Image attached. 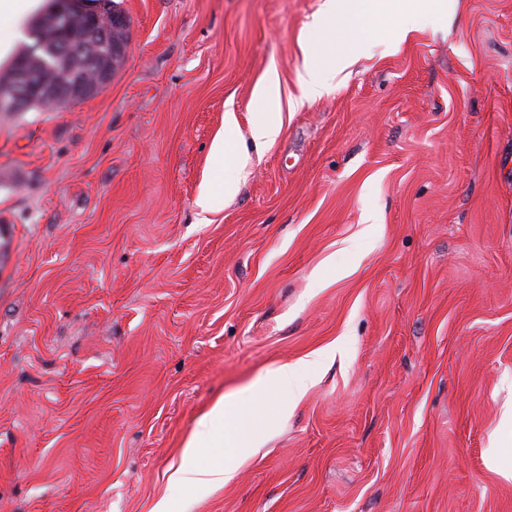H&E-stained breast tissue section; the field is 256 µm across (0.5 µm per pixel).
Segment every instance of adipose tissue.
<instances>
[{
  "mask_svg": "<svg viewBox=\"0 0 512 512\" xmlns=\"http://www.w3.org/2000/svg\"><path fill=\"white\" fill-rule=\"evenodd\" d=\"M367 0H328L329 17L338 21L328 28L316 22V29H328L330 39L325 48H313L308 52L299 75V90L302 98L318 96L327 91L336 76L348 69L363 49L367 36L361 23V9ZM277 81L276 73H269L266 82L255 91L251 101L254 115L252 139L257 148L271 146L282 127V112L279 99L270 91ZM237 125L234 113L224 115V134L215 140L212 155L218 163L211 180L199 195L197 204L201 211L217 208L222 199L231 196L237 189L234 177L226 174L221 165L238 152L233 138ZM316 359L305 358L292 364H282L258 379L257 388L269 392L279 400L280 414H287L292 400L300 398L312 382ZM246 410L236 401L218 398L209 411L197 423V429L186 440L184 457H194L215 448L248 447L257 440L255 430L244 428ZM235 469L223 462H215L196 468H177L170 476L176 486H191L201 490H214L232 481Z\"/></svg>",
  "mask_w": 512,
  "mask_h": 512,
  "instance_id": "adipose-tissue-1",
  "label": "adipose tissue"
}]
</instances>
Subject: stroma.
Masks as SVG:
<instances>
[{
	"label": "stroma",
	"instance_id": "obj_1",
	"mask_svg": "<svg viewBox=\"0 0 512 512\" xmlns=\"http://www.w3.org/2000/svg\"><path fill=\"white\" fill-rule=\"evenodd\" d=\"M120 7L104 90L0 112V512H512V0L403 39L365 13L362 54L303 101L326 0ZM228 111L238 190L204 213ZM314 354L278 417L253 382ZM222 395L260 447L223 488L170 487ZM276 81V73L270 72L266 77L265 84L257 88L251 101V113L254 115L252 139L258 149L271 146L282 127L280 101L269 90V87Z\"/></svg>",
	"mask_w": 512,
	"mask_h": 512
}]
</instances>
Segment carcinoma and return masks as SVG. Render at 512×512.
<instances>
[{"instance_id":"obj_1","label":"carcinoma","mask_w":512,"mask_h":512,"mask_svg":"<svg viewBox=\"0 0 512 512\" xmlns=\"http://www.w3.org/2000/svg\"><path fill=\"white\" fill-rule=\"evenodd\" d=\"M83 27V19L72 16L39 32L31 31V43L15 55L10 67L0 71V81H13L21 73L34 90L56 83L65 65L90 82L97 80L102 64L112 54V19L102 21L97 35L74 40V29Z\"/></svg>"}]
</instances>
